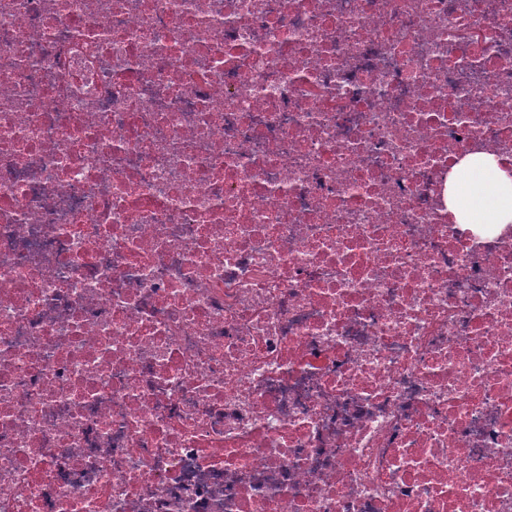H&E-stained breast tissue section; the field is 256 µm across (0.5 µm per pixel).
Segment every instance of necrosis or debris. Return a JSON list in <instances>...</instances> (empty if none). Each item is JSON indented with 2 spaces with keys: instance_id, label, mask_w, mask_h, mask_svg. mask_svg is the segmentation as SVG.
Returning a JSON list of instances; mask_svg holds the SVG:
<instances>
[{
  "instance_id": "4bbe7bcc",
  "label": "necrosis or debris",
  "mask_w": 512,
  "mask_h": 512,
  "mask_svg": "<svg viewBox=\"0 0 512 512\" xmlns=\"http://www.w3.org/2000/svg\"><path fill=\"white\" fill-rule=\"evenodd\" d=\"M512 0H0V512H512ZM460 168H471L470 184L478 185L477 201H471L468 215L457 204L459 185L448 182V209L461 224H512V173L501 167L492 157L470 154L462 159Z\"/></svg>"
}]
</instances>
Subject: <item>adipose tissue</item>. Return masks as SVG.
<instances>
[{"instance_id":"adipose-tissue-1","label":"adipose tissue","mask_w":512,"mask_h":512,"mask_svg":"<svg viewBox=\"0 0 512 512\" xmlns=\"http://www.w3.org/2000/svg\"><path fill=\"white\" fill-rule=\"evenodd\" d=\"M461 165L470 169V181L477 185L479 197L471 202L467 214H460L457 204L459 186L449 182L446 194L449 210L459 213L464 224H512V171L480 153L467 155Z\"/></svg>"}]
</instances>
